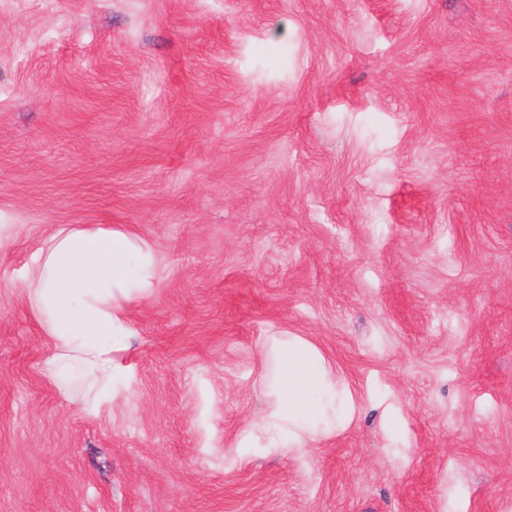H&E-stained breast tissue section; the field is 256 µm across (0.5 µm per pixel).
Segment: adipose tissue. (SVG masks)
I'll return each instance as SVG.
<instances>
[{"mask_svg":"<svg viewBox=\"0 0 512 512\" xmlns=\"http://www.w3.org/2000/svg\"><path fill=\"white\" fill-rule=\"evenodd\" d=\"M160 279L153 249L120 224L62 225L39 248L23 283L49 341L41 371L75 410L94 409L100 394L111 390L123 370L118 355L134 334L124 307L149 296ZM261 354L269 406L240 447L262 436L272 448H306L345 424L348 384L315 344L271 336ZM76 375L88 384L79 397L71 390Z\"/></svg>","mask_w":512,"mask_h":512,"instance_id":"adipose-tissue-1","label":"adipose tissue"}]
</instances>
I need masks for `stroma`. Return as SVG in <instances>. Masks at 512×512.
I'll return each mask as SVG.
<instances>
[{
  "label": "stroma",
  "mask_w": 512,
  "mask_h": 512,
  "mask_svg": "<svg viewBox=\"0 0 512 512\" xmlns=\"http://www.w3.org/2000/svg\"><path fill=\"white\" fill-rule=\"evenodd\" d=\"M0 512H512V0H0ZM60 224L164 276L74 410L20 288ZM356 411L239 448L267 337Z\"/></svg>",
  "instance_id": "obj_1"
}]
</instances>
